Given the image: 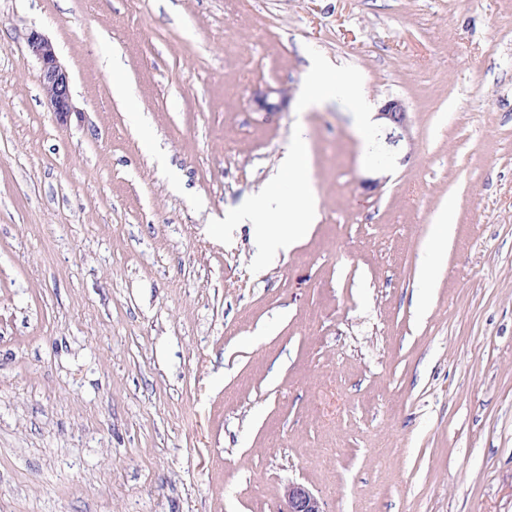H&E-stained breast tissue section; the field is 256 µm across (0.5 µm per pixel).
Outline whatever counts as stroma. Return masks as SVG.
<instances>
[{
  "instance_id": "1",
  "label": "stroma",
  "mask_w": 512,
  "mask_h": 512,
  "mask_svg": "<svg viewBox=\"0 0 512 512\" xmlns=\"http://www.w3.org/2000/svg\"><path fill=\"white\" fill-rule=\"evenodd\" d=\"M318 59L403 102L398 150L300 111ZM299 138L318 220L260 261L225 217ZM292 482L512 512V0H0V512H283ZM29 51L40 64V84L52 112L62 123L74 111L71 93V79L59 62L52 42L37 31L27 37Z\"/></svg>"
}]
</instances>
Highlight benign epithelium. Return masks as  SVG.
<instances>
[{
  "label": "benign epithelium",
  "mask_w": 512,
  "mask_h": 512,
  "mask_svg": "<svg viewBox=\"0 0 512 512\" xmlns=\"http://www.w3.org/2000/svg\"><path fill=\"white\" fill-rule=\"evenodd\" d=\"M29 51L40 64V84L52 112L61 123H66L74 112L71 79L59 62L52 42L37 31L27 37ZM377 119L385 129L386 143L396 146L404 140L408 129L407 110L402 101L392 98L379 108ZM287 508L285 512H326L323 503L311 489L298 482L288 484L284 491Z\"/></svg>",
  "instance_id": "7a95c632"
}]
</instances>
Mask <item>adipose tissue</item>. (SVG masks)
Instances as JSON below:
<instances>
[{
    "label": "adipose tissue",
    "mask_w": 512,
    "mask_h": 512,
    "mask_svg": "<svg viewBox=\"0 0 512 512\" xmlns=\"http://www.w3.org/2000/svg\"><path fill=\"white\" fill-rule=\"evenodd\" d=\"M339 95L353 102L359 125H366L370 114L362 106L354 84L332 72L325 63L314 62L301 110L321 107ZM280 170L291 186L290 192L283 195L273 187H266L252 199L245 211L246 217L258 218L266 224L265 248L269 251L291 250L306 236L317 217L318 199L312 186L303 143L288 147Z\"/></svg>",
    "instance_id": "adipose-tissue-1"
}]
</instances>
